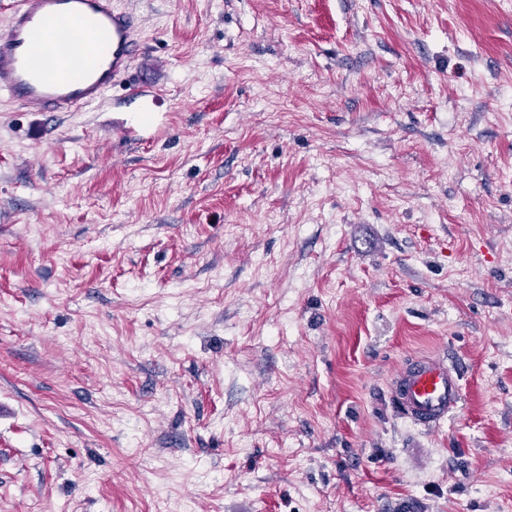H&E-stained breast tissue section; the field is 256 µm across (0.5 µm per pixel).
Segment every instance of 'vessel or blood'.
<instances>
[{"instance_id":"obj_1","label":"vessel or blood","mask_w":512,"mask_h":512,"mask_svg":"<svg viewBox=\"0 0 512 512\" xmlns=\"http://www.w3.org/2000/svg\"><path fill=\"white\" fill-rule=\"evenodd\" d=\"M140 26L117 0H14L0 32V96L28 112H74L124 82L126 104L152 111L156 87L128 81ZM389 388L400 414L426 431L447 421L463 397L458 367L432 354L405 362Z\"/></svg>"}]
</instances>
